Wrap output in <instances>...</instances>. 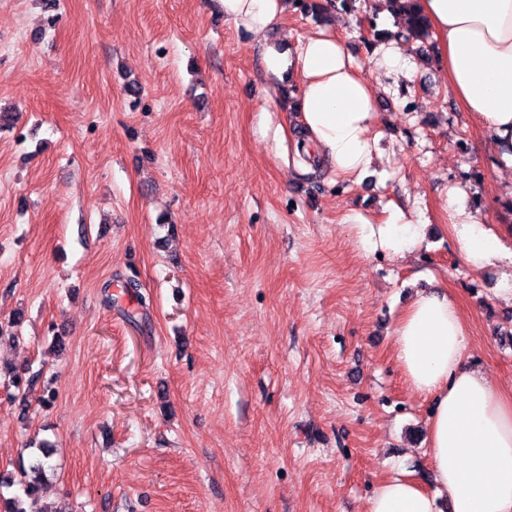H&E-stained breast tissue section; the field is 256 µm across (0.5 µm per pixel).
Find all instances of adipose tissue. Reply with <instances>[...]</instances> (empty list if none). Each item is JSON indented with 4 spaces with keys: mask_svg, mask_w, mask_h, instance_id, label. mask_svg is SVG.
<instances>
[{
    "mask_svg": "<svg viewBox=\"0 0 512 512\" xmlns=\"http://www.w3.org/2000/svg\"><path fill=\"white\" fill-rule=\"evenodd\" d=\"M224 19L259 37L278 26L291 0H218ZM435 41L444 84L491 139L494 167L512 168V0H418ZM403 38L370 45L358 65L330 26L271 54L268 72L298 84L301 125L296 152L328 163L338 178L360 182L376 160L379 100L368 72L413 79ZM455 187L448 222L463 260L479 270L505 265L498 298L512 303V246L482 226ZM424 240L422 225L394 209L377 232L362 235L366 250L403 256ZM469 329L456 298L441 286L415 295L393 329L395 358L412 391L431 399L428 443L433 489L406 473L385 479L366 512H512V390L494 384L468 354Z\"/></svg>",
    "mask_w": 512,
    "mask_h": 512,
    "instance_id": "ef3b65f1",
    "label": "adipose tissue"
}]
</instances>
